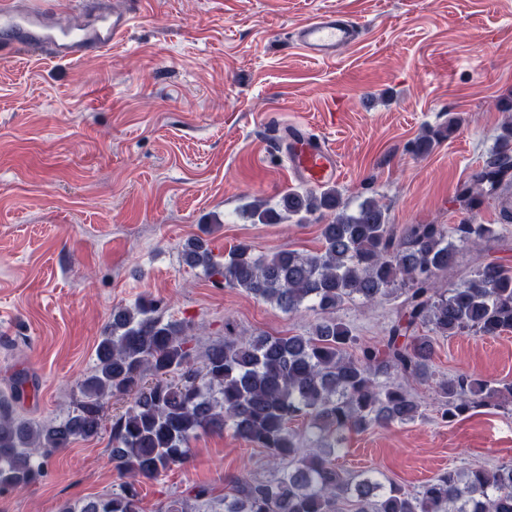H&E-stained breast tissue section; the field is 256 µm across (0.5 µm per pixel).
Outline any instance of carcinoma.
I'll use <instances>...</instances> for the list:
<instances>
[{
    "label": "carcinoma",
    "mask_w": 512,
    "mask_h": 512,
    "mask_svg": "<svg viewBox=\"0 0 512 512\" xmlns=\"http://www.w3.org/2000/svg\"><path fill=\"white\" fill-rule=\"evenodd\" d=\"M512 189V121L497 146L457 190L469 210ZM330 215L321 248L257 255L240 243L224 262L208 241L194 237L183 260L217 284L240 288L277 309L321 314L307 335L224 336L198 350L188 322L166 320L142 297L112 310L96 348L94 371L81 384L71 414L40 423L19 410L23 389L0 393V491L22 490L44 474L49 458L78 437L102 429L104 401L131 397L112 417V460L125 480L112 492L67 504L59 512H140L138 485L189 460L199 433L229 429L265 450L275 469L268 478L241 476L219 503L195 492L196 512H512V464L495 470L450 469L413 492L385 484L369 470L353 475L332 456L351 433L407 424L421 404L404 382L432 380L436 337L474 331L494 337L512 330V269L480 261L448 289L441 279L457 265L458 244L498 239L493 224L388 223L383 208L364 200L348 212L334 186L290 189L277 206L257 201L255 224ZM398 292L402 300L382 347H357L351 328L336 317L347 301L374 305ZM428 333L420 334L421 329ZM440 418L452 422L478 407L512 398V386L467 374L436 383ZM304 420L315 429L310 446L288 427Z\"/></svg>",
    "instance_id": "obj_1"
}]
</instances>
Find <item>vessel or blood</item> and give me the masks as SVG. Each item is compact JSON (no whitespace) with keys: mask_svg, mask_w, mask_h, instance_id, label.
I'll return each instance as SVG.
<instances>
[{"mask_svg":"<svg viewBox=\"0 0 512 512\" xmlns=\"http://www.w3.org/2000/svg\"><path fill=\"white\" fill-rule=\"evenodd\" d=\"M82 21L73 27L44 8L39 0H0V60L25 55L33 59L76 62L108 52L128 35L141 15L144 0H78ZM361 29L349 14L332 8L296 25L290 33L292 45L315 60L326 61L357 43ZM295 178L310 186L338 179L340 164L323 138L306 125L288 129L285 150Z\"/></svg>","mask_w":512,"mask_h":512,"instance_id":"1","label":"vessel or blood"}]
</instances>
